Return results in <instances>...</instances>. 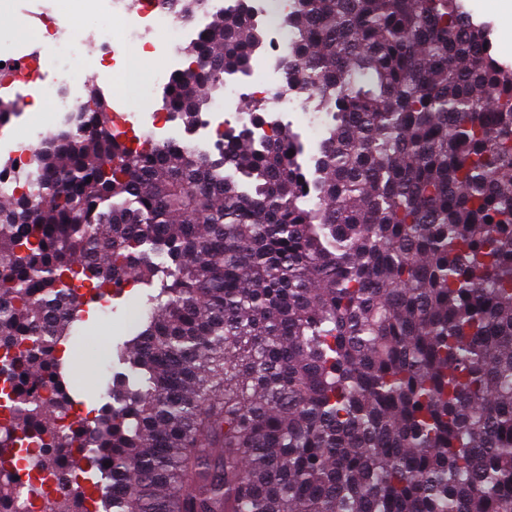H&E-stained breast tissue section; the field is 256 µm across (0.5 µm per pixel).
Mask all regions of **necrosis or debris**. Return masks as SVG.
Masks as SVG:
<instances>
[{
  "mask_svg": "<svg viewBox=\"0 0 512 512\" xmlns=\"http://www.w3.org/2000/svg\"><path fill=\"white\" fill-rule=\"evenodd\" d=\"M34 2L30 15L37 21L35 36L22 51L0 54V70L10 81L19 83L28 98L51 100L57 129L70 130L87 107L86 100L72 84L69 71L74 58L70 32L83 25L88 0ZM64 2L69 5L64 24L45 28V19ZM108 2L109 11L103 15L96 32L101 52L92 65L111 73L112 80L106 91L116 98L121 87L140 85L133 64L134 53L161 55L163 63L156 68L151 83L140 85L143 95L151 102L165 89L171 74L188 69L189 63L181 53L182 46L199 39L207 31L210 19L226 7L225 0H207L204 10L193 19L182 21L173 13L155 11L153 0ZM290 4L291 0H254L255 19L263 23L267 31L266 51L245 79L225 78L224 90L214 98L212 112L201 119L200 129L216 125L221 113L240 112L242 101L249 97L260 100L280 119L286 118L288 113L302 111L308 131L314 132L324 126L326 117L310 103L308 94L285 88L280 79L279 61L287 51L289 34L278 27L277 19L289 10ZM40 137L38 125L30 124L23 135L0 145V152L7 157L6 163L0 164V196L18 197L34 189L35 181L31 175L33 143Z\"/></svg>",
  "mask_w": 512,
  "mask_h": 512,
  "instance_id": "1",
  "label": "necrosis or debris"
}]
</instances>
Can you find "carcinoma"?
<instances>
[{
  "label": "carcinoma",
  "mask_w": 512,
  "mask_h": 512,
  "mask_svg": "<svg viewBox=\"0 0 512 512\" xmlns=\"http://www.w3.org/2000/svg\"><path fill=\"white\" fill-rule=\"evenodd\" d=\"M282 82L327 115L311 166L250 114L201 156L93 107L0 199L9 425L59 512H512V66L462 0H292ZM232 0L165 109L196 126L265 46ZM132 281L100 406L67 362ZM60 448L69 452L62 455Z\"/></svg>",
  "instance_id": "1"
}]
</instances>
